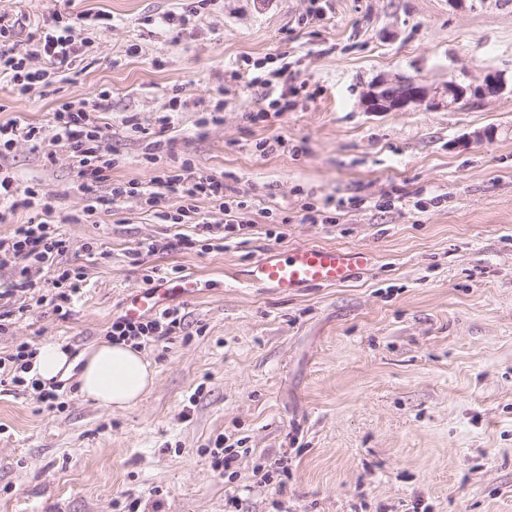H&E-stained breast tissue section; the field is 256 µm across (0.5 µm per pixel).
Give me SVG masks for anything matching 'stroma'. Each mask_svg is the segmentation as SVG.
<instances>
[{"label":"stroma","instance_id":"1","mask_svg":"<svg viewBox=\"0 0 512 512\" xmlns=\"http://www.w3.org/2000/svg\"><path fill=\"white\" fill-rule=\"evenodd\" d=\"M175 8L0 0L18 48L59 18L74 40L69 64L31 60L48 85L0 83V124L47 134L59 103L109 91L97 124L113 181L186 167L223 179L254 226L218 248L137 197L89 221L108 187L84 189L67 149L50 159L21 138L0 158L52 204L67 245L32 269L34 288L0 299L15 312L0 356L50 340L79 353L148 280L202 283L168 299L175 333L141 345L155 383L132 408L96 406L72 376L53 409L0 386V512H123L129 496L143 512H512V0H208L166 24ZM283 66L292 106L275 115L278 90L248 79ZM489 71L508 91L449 110L360 106L382 74L477 84ZM487 127L495 137L472 142ZM178 233L193 246L137 252ZM304 245L373 263L291 296L251 285L258 258ZM59 269L84 275L66 314ZM219 437L239 453L231 479L211 466Z\"/></svg>","mask_w":512,"mask_h":512}]
</instances>
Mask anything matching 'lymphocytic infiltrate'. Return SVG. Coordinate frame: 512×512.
Listing matches in <instances>:
<instances>
[{"label":"lymphocytic infiltrate","mask_w":512,"mask_h":512,"mask_svg":"<svg viewBox=\"0 0 512 512\" xmlns=\"http://www.w3.org/2000/svg\"><path fill=\"white\" fill-rule=\"evenodd\" d=\"M69 31V26H57L54 32L46 34L43 39L31 44L26 52L21 53L9 43L13 35L12 27L0 23V81H8L14 90L23 93L42 78L40 71L30 69V59L41 57L52 64L67 63L74 53ZM109 100V94L103 92L89 106L64 102L57 106L53 117L55 133L51 143L65 147L72 153L85 185L105 182L111 185L109 197L99 198L97 203L89 204L87 213H95L101 205L119 207L126 198L135 195L143 199L147 206L161 208L163 220L173 224H186L194 219L196 213L194 198L202 195L210 198L223 211L224 222L219 225L203 221L199 223L200 230L209 235L222 232L249 234L250 225L236 219L243 207L242 202L225 195L224 182L216 177L202 175L188 180L175 171L162 170L144 182H112L113 159L101 149L98 140L99 128L96 124L97 113L109 109ZM171 195L178 196L181 204L176 210L168 211L164 204ZM65 249V240L54 233L47 221L36 217L19 225L11 237L0 238V263L13 265L17 271V278L9 287L10 292L30 290V265L51 263ZM181 321L179 310L170 308L163 309L154 317L136 322L120 316L113 320L109 336L115 341H131L137 345L145 341L164 340L179 328Z\"/></svg>","instance_id":"lymphocytic-infiltrate-1"}]
</instances>
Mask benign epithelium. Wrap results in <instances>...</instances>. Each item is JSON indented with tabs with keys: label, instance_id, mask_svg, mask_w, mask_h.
Returning a JSON list of instances; mask_svg holds the SVG:
<instances>
[{
	"label": "benign epithelium",
	"instance_id": "benign-epithelium-1",
	"mask_svg": "<svg viewBox=\"0 0 512 512\" xmlns=\"http://www.w3.org/2000/svg\"><path fill=\"white\" fill-rule=\"evenodd\" d=\"M496 92L506 88V82L499 74H484L482 84L463 85L454 78L435 84L423 79H390L381 76L373 81L363 94L360 105L365 112H412L425 108L430 111L451 109L464 100L467 94L480 96L487 87Z\"/></svg>",
	"mask_w": 512,
	"mask_h": 512
}]
</instances>
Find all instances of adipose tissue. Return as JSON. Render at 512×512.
Segmentation results:
<instances>
[{
    "mask_svg": "<svg viewBox=\"0 0 512 512\" xmlns=\"http://www.w3.org/2000/svg\"><path fill=\"white\" fill-rule=\"evenodd\" d=\"M77 371L82 395L109 410H126L151 390L154 373L143 354L131 344L100 340L80 356L62 344L49 341L33 358L32 374L49 385Z\"/></svg>",
    "mask_w": 512,
    "mask_h": 512,
    "instance_id": "adipose-tissue-1",
    "label": "adipose tissue"
}]
</instances>
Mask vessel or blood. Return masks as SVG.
<instances>
[{
  "mask_svg": "<svg viewBox=\"0 0 512 512\" xmlns=\"http://www.w3.org/2000/svg\"><path fill=\"white\" fill-rule=\"evenodd\" d=\"M372 256L367 251L343 246H299L273 252L258 259L251 271L252 284L274 288L288 295L311 286L340 285L350 282L358 271L367 269ZM198 281L184 278L163 287L140 291L127 305L125 315L138 319L157 311L170 295L192 293Z\"/></svg>",
  "mask_w": 512,
  "mask_h": 512,
  "instance_id": "vessel-or-blood-1",
  "label": "vessel or blood"
}]
</instances>
